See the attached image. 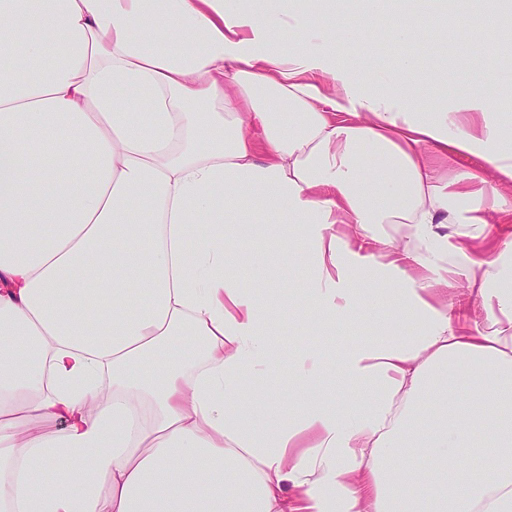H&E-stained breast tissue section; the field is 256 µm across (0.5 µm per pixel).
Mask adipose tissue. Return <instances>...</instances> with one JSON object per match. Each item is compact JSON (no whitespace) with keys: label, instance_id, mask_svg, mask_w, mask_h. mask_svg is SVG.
Returning <instances> with one entry per match:
<instances>
[{"label":"adipose tissue","instance_id":"obj_1","mask_svg":"<svg viewBox=\"0 0 512 512\" xmlns=\"http://www.w3.org/2000/svg\"><path fill=\"white\" fill-rule=\"evenodd\" d=\"M329 18L0 0V512H512V274H489L512 256V138L478 96L421 119L361 93ZM464 153L481 167L443 177ZM264 214L292 261L305 227L316 327L387 306L415 335L360 341L334 375L301 355L298 404L245 392L280 368L284 300L229 273L264 267ZM367 270L388 288L356 287ZM463 280L484 317L438 303ZM340 378L363 404L328 401Z\"/></svg>","mask_w":512,"mask_h":512}]
</instances>
